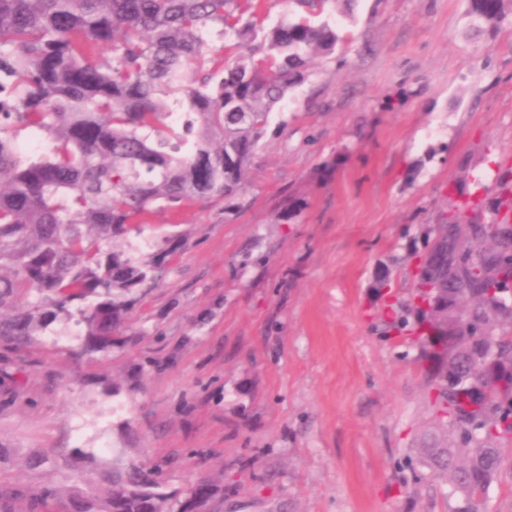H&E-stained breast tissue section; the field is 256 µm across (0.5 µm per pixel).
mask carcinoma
<instances>
[{
    "mask_svg": "<svg viewBox=\"0 0 512 512\" xmlns=\"http://www.w3.org/2000/svg\"><path fill=\"white\" fill-rule=\"evenodd\" d=\"M293 17L264 25V0H0V340L19 349L78 306L82 347L120 344L132 289L158 263L102 241L156 208L233 199L274 111L313 60L340 41L330 5L294 0ZM471 32L512 16V0H468ZM41 137L33 155L18 128ZM492 223L468 200L466 229L434 225L425 276L387 305V336L422 349L431 402L449 421L443 446L419 448L458 496L451 512H486V491L512 472V179L499 182ZM50 296L36 314L22 293ZM82 488L0 483V512H201L208 484L173 508L140 467L96 472Z\"/></svg>",
    "mask_w": 512,
    "mask_h": 512,
    "instance_id": "cac0c4a2",
    "label": "carcinoma"
}]
</instances>
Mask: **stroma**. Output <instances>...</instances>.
I'll use <instances>...</instances> for the list:
<instances>
[{"mask_svg":"<svg viewBox=\"0 0 512 512\" xmlns=\"http://www.w3.org/2000/svg\"><path fill=\"white\" fill-rule=\"evenodd\" d=\"M341 37L290 90L235 200L153 210L114 239L141 261L112 350L79 314L0 355V481L82 484L112 449L213 512H449L446 482L409 479L442 441L420 350L380 334L386 293L450 197L494 208L512 170V20L468 35L467 0H353ZM291 219H284V212Z\"/></svg>","mask_w":512,"mask_h":512,"instance_id":"1","label":"stroma"}]
</instances>
